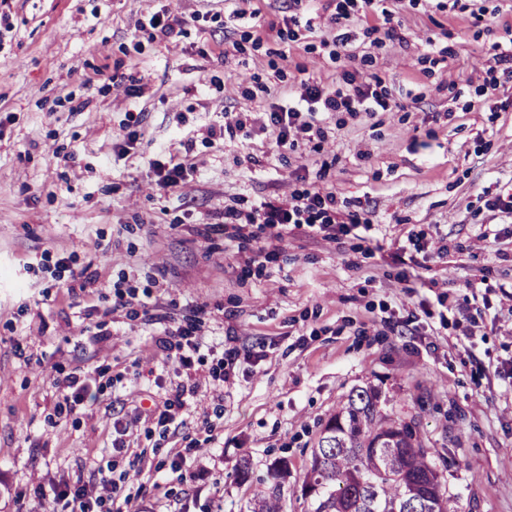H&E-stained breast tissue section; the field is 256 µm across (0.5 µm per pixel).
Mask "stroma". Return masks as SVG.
<instances>
[{"label":"stroma","mask_w":512,"mask_h":512,"mask_svg":"<svg viewBox=\"0 0 512 512\" xmlns=\"http://www.w3.org/2000/svg\"><path fill=\"white\" fill-rule=\"evenodd\" d=\"M479 9L485 20L472 24ZM161 10L187 19L180 44L136 37ZM223 10L224 0H0V512L75 471L84 449L111 456L117 417L145 452L117 462L128 493L151 485L184 437L209 442L211 455L168 473L169 495L146 496L153 512H249L283 463L285 512H311V451L350 392L370 385L382 414L418 423L448 512H512V226L478 199L490 176L512 180V78L494 92L483 84L497 49L512 48V0H416L398 16L400 44L376 18L353 21L352 60L329 59L320 26L286 46L274 94L240 100L242 110L283 104L277 90L302 66L321 83L378 74L408 119L327 120L332 182L375 210L383 250L299 229L248 270L217 215L235 197L283 192L291 171L265 135L244 147L208 133L236 93L212 37ZM116 72L139 80V96L112 82ZM133 130L134 148L113 153ZM161 146L185 168L181 189L156 188L149 161ZM249 153L261 167L248 169ZM489 224L498 245L476 248ZM412 230L427 233L436 281L414 292L391 258ZM84 270L93 285L82 286ZM196 317L199 373L223 369L224 415L199 392L184 427L162 436L137 415L179 381L156 339ZM99 365L109 372L91 409L55 416L57 380Z\"/></svg>","instance_id":"35a3bbf8"}]
</instances>
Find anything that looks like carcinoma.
I'll list each match as a JSON object with an SVG mask.
<instances>
[{"label": "carcinoma", "instance_id": "obj_1", "mask_svg": "<svg viewBox=\"0 0 512 512\" xmlns=\"http://www.w3.org/2000/svg\"><path fill=\"white\" fill-rule=\"evenodd\" d=\"M379 401L377 388L360 387L329 418L304 476L314 512H448V488L415 427L382 415ZM252 512H284L280 495Z\"/></svg>", "mask_w": 512, "mask_h": 512}]
</instances>
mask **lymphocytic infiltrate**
I'll use <instances>...</instances> for the list:
<instances>
[{"instance_id": "obj_1", "label": "lymphocytic infiltrate", "mask_w": 512, "mask_h": 512, "mask_svg": "<svg viewBox=\"0 0 512 512\" xmlns=\"http://www.w3.org/2000/svg\"><path fill=\"white\" fill-rule=\"evenodd\" d=\"M401 3L402 0H335L324 26L333 44L344 47L351 42L346 31L348 24L378 12L386 24L384 36L393 42L400 38L393 20L394 8ZM381 83V77L375 73L347 71L341 82L333 85L297 76L288 87V105L257 116L238 109L235 101H225L224 123L217 131L219 139L243 144L255 133H266L281 164L297 168L286 195L268 194L254 199L243 196L224 208L225 223L269 227L270 234L257 246L253 260L277 252L279 244L295 229L307 228L330 242L339 241L358 228L372 229V211L362 203L342 199L335 187L328 184L334 163L322 156L328 132L320 117L341 114L355 119L364 114L375 115L380 109L389 110V102L378 92ZM158 343L186 377L193 380L191 386H176L162 406L146 409V417L164 427L180 420L183 408L202 386L195 378L198 328L186 324L165 329ZM84 465L85 472L51 479L36 489L34 502L53 503L58 512H132L134 501L128 496L120 497L111 461L99 459L96 450L88 449L84 452Z\"/></svg>"}]
</instances>
